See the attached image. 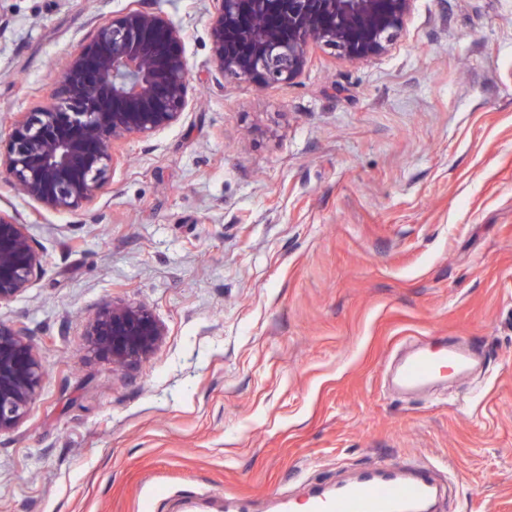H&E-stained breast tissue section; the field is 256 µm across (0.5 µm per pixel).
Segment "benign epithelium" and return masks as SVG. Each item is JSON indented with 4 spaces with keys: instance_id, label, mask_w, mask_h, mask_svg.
Masks as SVG:
<instances>
[{
    "instance_id": "1",
    "label": "benign epithelium",
    "mask_w": 512,
    "mask_h": 512,
    "mask_svg": "<svg viewBox=\"0 0 512 512\" xmlns=\"http://www.w3.org/2000/svg\"><path fill=\"white\" fill-rule=\"evenodd\" d=\"M216 2L209 22L214 69L264 87L294 81L313 46L350 61L385 53L414 0ZM190 90L180 28L129 7L94 26L68 56L48 101L14 117L0 147V176L46 210L85 208L106 182L116 146L176 124ZM44 262L26 225L0 210V303L25 291ZM89 336L94 354L125 367L147 359L165 328L143 304H112L89 324ZM45 377L30 329L0 321V434L24 421Z\"/></svg>"
}]
</instances>
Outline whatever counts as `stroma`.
<instances>
[{"label": "stroma", "instance_id": "obj_1", "mask_svg": "<svg viewBox=\"0 0 512 512\" xmlns=\"http://www.w3.org/2000/svg\"><path fill=\"white\" fill-rule=\"evenodd\" d=\"M134 0H0V140L49 99L92 25ZM192 75L180 121L119 148L92 206L0 179L44 270L0 319L47 378L0 435V512H280L385 460L455 480L442 512H512V0H415L378 57L311 49L290 84L210 62L216 0H144ZM166 334L92 356L109 303ZM464 337L469 378L414 397L397 355Z\"/></svg>", "mask_w": 512, "mask_h": 512}]
</instances>
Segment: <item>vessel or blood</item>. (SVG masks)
<instances>
[{
  "mask_svg": "<svg viewBox=\"0 0 512 512\" xmlns=\"http://www.w3.org/2000/svg\"><path fill=\"white\" fill-rule=\"evenodd\" d=\"M471 346L454 337L439 350L418 348L395 374L405 393L425 390L440 379L466 377L475 368ZM444 488L432 465L408 460L401 465L377 463L332 485H318L306 500L309 512H435Z\"/></svg>",
  "mask_w": 512,
  "mask_h": 512,
  "instance_id": "1",
  "label": "vessel or blood"
}]
</instances>
